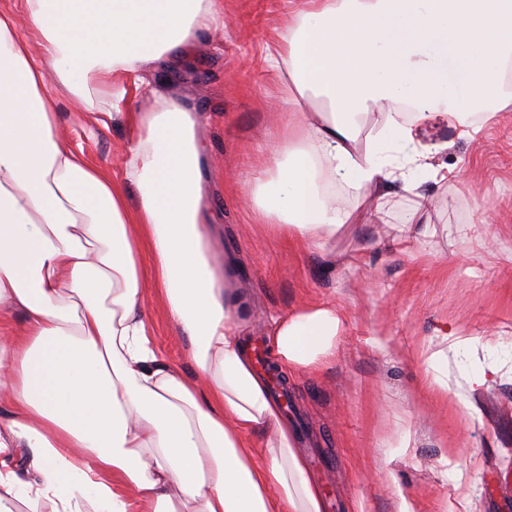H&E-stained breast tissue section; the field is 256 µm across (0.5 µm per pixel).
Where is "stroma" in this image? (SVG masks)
Listing matches in <instances>:
<instances>
[{
  "label": "stroma",
  "instance_id": "35a3bbf8",
  "mask_svg": "<svg viewBox=\"0 0 512 512\" xmlns=\"http://www.w3.org/2000/svg\"><path fill=\"white\" fill-rule=\"evenodd\" d=\"M298 6L299 0H224L223 26L162 78L164 91L199 115L213 263L228 268L230 287L247 302L252 346L265 342L273 318L305 300L334 299L346 311L335 362L287 381V420L324 490L326 512H396L392 483L416 512H512V377L483 394L477 418L457 395L478 365L512 368V344L449 353L448 393L416 386L428 368L427 346L443 325L478 346L490 334L512 332V118L485 125L473 142L449 123L423 129L427 142L448 146L438 162L464 172L446 184L421 182V192L435 199L426 211L415 210L396 182L384 190L386 223L378 226L358 210L353 190L340 187L353 221L324 250L266 233L246 189L266 169L288 107L284 81L264 57ZM57 112L87 159L123 181L128 124L110 122L91 137L66 96H59ZM481 199L496 234L493 263L467 254ZM405 224L422 235L407 253H392ZM149 316L159 353L197 379L188 343L162 305L152 303ZM375 336L388 338L390 351L371 348ZM408 429L419 435V447L402 448Z\"/></svg>",
  "mask_w": 512,
  "mask_h": 512
}]
</instances>
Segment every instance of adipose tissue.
I'll return each instance as SVG.
<instances>
[{"instance_id": "adipose-tissue-1", "label": "adipose tissue", "mask_w": 512, "mask_h": 512, "mask_svg": "<svg viewBox=\"0 0 512 512\" xmlns=\"http://www.w3.org/2000/svg\"><path fill=\"white\" fill-rule=\"evenodd\" d=\"M224 0H25L0 10V512H324V497L239 338L245 321L215 268L197 115L152 87L217 28ZM42 59H35V49ZM267 65L293 116L250 191L273 235L324 249L351 212L328 187L378 204L400 182L447 181L420 131L471 140L512 108V0H302ZM56 81L88 132L124 118L125 181L61 132ZM136 91L149 106L128 108ZM383 108L362 138L360 116ZM137 192L129 206L126 185ZM189 342L202 384L159 355L148 297ZM346 314L308 301L273 319L280 367L332 362ZM448 350L468 345L441 331ZM448 350L420 380L448 391ZM265 439L257 459L250 438Z\"/></svg>"}]
</instances>
